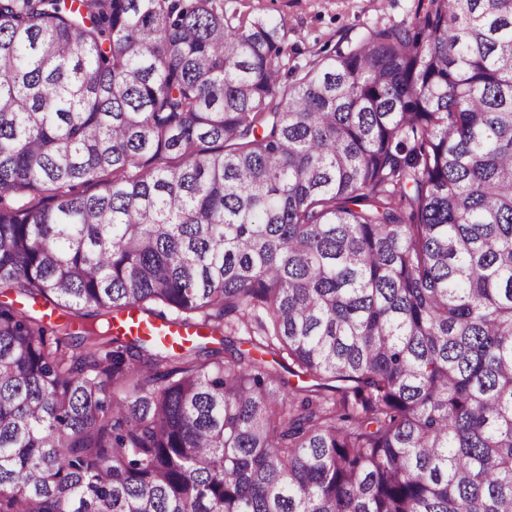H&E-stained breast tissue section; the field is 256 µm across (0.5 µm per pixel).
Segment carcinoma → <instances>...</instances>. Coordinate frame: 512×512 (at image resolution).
<instances>
[{
  "label": "carcinoma",
  "mask_w": 512,
  "mask_h": 512,
  "mask_svg": "<svg viewBox=\"0 0 512 512\" xmlns=\"http://www.w3.org/2000/svg\"><path fill=\"white\" fill-rule=\"evenodd\" d=\"M287 34L0 0V512H512V0ZM114 330L128 336H164L168 340L172 336H188L183 327L169 319L152 318L148 322L141 321L135 311L120 314L114 321Z\"/></svg>",
  "instance_id": "cac0c4a2"
}]
</instances>
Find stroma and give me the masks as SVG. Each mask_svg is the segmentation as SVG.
Returning <instances> with one entry per match:
<instances>
[{"label":"stroma","instance_id":"stroma-1","mask_svg":"<svg viewBox=\"0 0 512 512\" xmlns=\"http://www.w3.org/2000/svg\"><path fill=\"white\" fill-rule=\"evenodd\" d=\"M417 0H224L227 15L269 22L287 20V65L349 49L377 24L411 22Z\"/></svg>","mask_w":512,"mask_h":512}]
</instances>
